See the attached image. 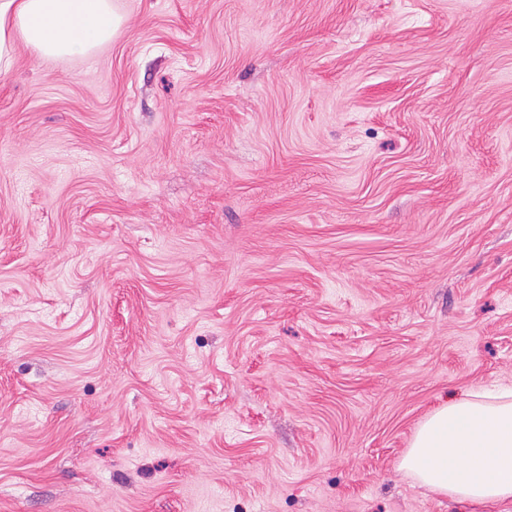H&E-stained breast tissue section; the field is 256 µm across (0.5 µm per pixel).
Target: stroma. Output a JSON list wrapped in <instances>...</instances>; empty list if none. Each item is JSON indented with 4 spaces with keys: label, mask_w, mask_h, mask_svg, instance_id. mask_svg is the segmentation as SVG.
I'll list each match as a JSON object with an SVG mask.
<instances>
[{
    "label": "stroma",
    "mask_w": 512,
    "mask_h": 512,
    "mask_svg": "<svg viewBox=\"0 0 512 512\" xmlns=\"http://www.w3.org/2000/svg\"><path fill=\"white\" fill-rule=\"evenodd\" d=\"M0 75V512H512L398 469L512 387V0H118Z\"/></svg>",
    "instance_id": "35a3bbf8"
}]
</instances>
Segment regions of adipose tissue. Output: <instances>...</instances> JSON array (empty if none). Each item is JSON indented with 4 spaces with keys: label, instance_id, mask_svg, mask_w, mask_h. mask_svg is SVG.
<instances>
[{
    "label": "adipose tissue",
    "instance_id": "obj_1",
    "mask_svg": "<svg viewBox=\"0 0 512 512\" xmlns=\"http://www.w3.org/2000/svg\"><path fill=\"white\" fill-rule=\"evenodd\" d=\"M122 22L114 0H0V74L21 47L40 59L92 54ZM399 469L457 502L512 503V390H467L434 409Z\"/></svg>",
    "mask_w": 512,
    "mask_h": 512
}]
</instances>
